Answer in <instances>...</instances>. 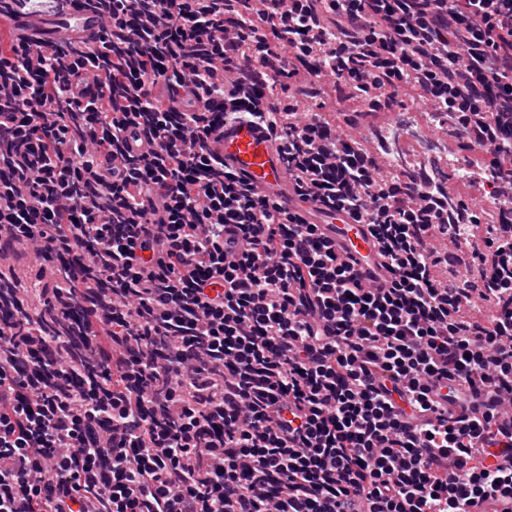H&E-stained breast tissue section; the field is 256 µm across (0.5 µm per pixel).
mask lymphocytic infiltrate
Listing matches in <instances>:
<instances>
[{
  "label": "lymphocytic infiltrate",
  "mask_w": 512,
  "mask_h": 512,
  "mask_svg": "<svg viewBox=\"0 0 512 512\" xmlns=\"http://www.w3.org/2000/svg\"><path fill=\"white\" fill-rule=\"evenodd\" d=\"M88 4L96 41L0 49V264L38 259L0 324V512L512 499V0ZM239 95L385 278L212 152ZM346 101L446 130L486 208L381 174ZM328 220L331 224L336 223L337 232L345 239V241L339 240L344 246L345 254L353 257L358 262V266L363 265L367 259L377 258L378 249L374 245V240L363 233L362 225L343 224L335 214L330 216Z\"/></svg>",
  "instance_id": "obj_1"
}]
</instances>
